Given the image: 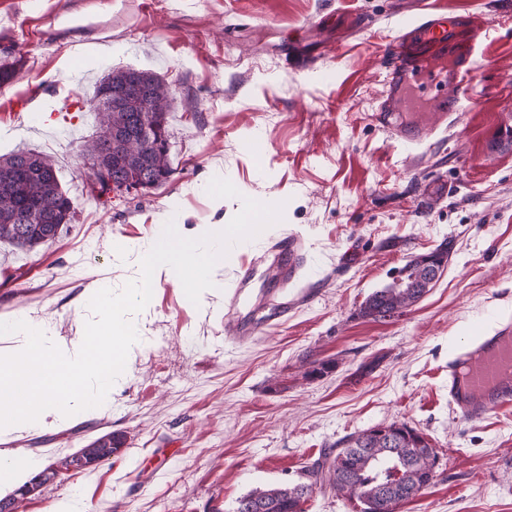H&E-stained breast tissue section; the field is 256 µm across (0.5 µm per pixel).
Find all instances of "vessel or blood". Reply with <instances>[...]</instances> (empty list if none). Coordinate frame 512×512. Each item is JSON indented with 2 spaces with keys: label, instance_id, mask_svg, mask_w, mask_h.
I'll return each mask as SVG.
<instances>
[{
  "label": "vessel or blood",
  "instance_id": "1",
  "mask_svg": "<svg viewBox=\"0 0 512 512\" xmlns=\"http://www.w3.org/2000/svg\"><path fill=\"white\" fill-rule=\"evenodd\" d=\"M485 39V22L476 12L450 14L432 7L405 22L384 47L390 62L373 114L378 127L399 144L419 146L437 126L457 122ZM276 249L282 279L291 281L298 241L284 238ZM448 398L473 422L512 403L511 324L478 342L474 351L454 355L448 363Z\"/></svg>",
  "mask_w": 512,
  "mask_h": 512
}]
</instances>
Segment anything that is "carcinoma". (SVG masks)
Listing matches in <instances>:
<instances>
[{
	"label": "carcinoma",
	"mask_w": 512,
	"mask_h": 512,
	"mask_svg": "<svg viewBox=\"0 0 512 512\" xmlns=\"http://www.w3.org/2000/svg\"><path fill=\"white\" fill-rule=\"evenodd\" d=\"M102 91L123 100L124 108L96 113V135L83 146L81 156L92 167L112 168L114 178L128 183L167 181L174 172L170 149L139 158L130 143L147 130L169 133L165 103L172 96L170 86L155 72L126 67L104 76L95 93ZM71 204L50 156L33 149L0 155V243L32 250L54 241L62 229L63 212L70 211L67 223L75 220ZM420 298L418 289L394 281L368 297L363 314L375 320L393 318ZM389 428L390 434L383 438L376 435L375 427L344 436L324 459L302 467L296 481L255 489L237 499L234 512H301L302 503L325 486L358 501L362 512H395L399 503L434 480L436 454L418 430L404 423H391ZM122 446V436L103 435L71 455L65 466L93 470L121 453ZM55 474L47 467L38 473L41 481L34 490H29V480L14 495L0 499V512H17L18 503L39 495Z\"/></svg>",
	"instance_id": "1"
}]
</instances>
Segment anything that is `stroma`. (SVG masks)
<instances>
[{
  "instance_id": "stroma-1",
  "label": "stroma",
  "mask_w": 512,
  "mask_h": 512,
  "mask_svg": "<svg viewBox=\"0 0 512 512\" xmlns=\"http://www.w3.org/2000/svg\"><path fill=\"white\" fill-rule=\"evenodd\" d=\"M428 2L0 0V63L18 69L0 86V155H50L77 206L51 243L0 244V320L26 314L77 341L87 295L135 279L140 247L167 221L191 236L228 224L246 197L283 206L230 249L199 304L161 277L99 413L0 437V455L34 454L57 471L18 512H234L345 435L393 422L436 453L434 483L398 512H512V405L471 423L448 401L451 354L512 320V0H439L482 13L492 38L459 123L410 148L372 120L378 47ZM127 66L174 88V173L102 202L87 194L80 149L95 132L97 80ZM216 176L238 197H211ZM291 235L303 264L283 284L272 244ZM444 242L448 264L418 302L390 320L362 315L397 270ZM304 288L315 299L288 316L264 302ZM239 325L250 338L235 339ZM313 360L333 367L308 376ZM111 432L124 438L119 455L65 468Z\"/></svg>"
}]
</instances>
